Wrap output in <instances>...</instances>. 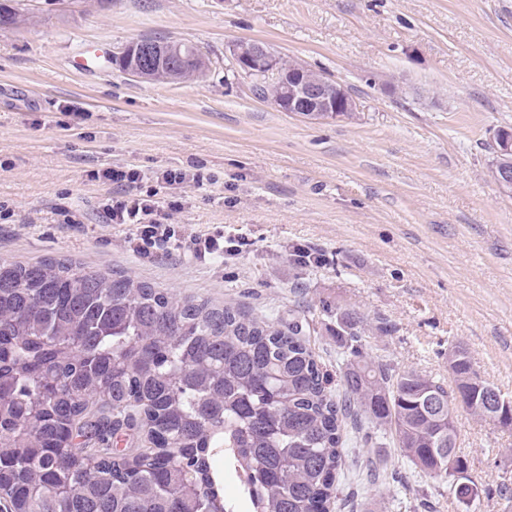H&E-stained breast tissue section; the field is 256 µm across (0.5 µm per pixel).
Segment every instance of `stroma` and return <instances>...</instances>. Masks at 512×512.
I'll use <instances>...</instances> for the list:
<instances>
[{
    "label": "stroma",
    "instance_id": "stroma-1",
    "mask_svg": "<svg viewBox=\"0 0 512 512\" xmlns=\"http://www.w3.org/2000/svg\"><path fill=\"white\" fill-rule=\"evenodd\" d=\"M33 22L0 29V261L65 258L114 270L177 298L253 316L303 311L306 336L336 368L341 301L390 331L375 359L448 380V347L512 399V196L490 175L497 130L512 129V0H18ZM181 40L211 61L205 78L142 81L115 59L145 37ZM267 43L337 81L354 118L279 111L234 76L226 47ZM107 46L96 65L84 49ZM81 110L64 119L61 111ZM130 163L202 167L215 184L186 194L184 236L223 232L220 262L173 248L144 258L99 206L111 185L89 174ZM80 211L65 223L57 207ZM329 265L302 271L295 245ZM457 446L483 490L478 512H512V431L457 407ZM374 465L393 483L368 489ZM335 512H468L417 475L393 445L357 448Z\"/></svg>",
    "mask_w": 512,
    "mask_h": 512
}]
</instances>
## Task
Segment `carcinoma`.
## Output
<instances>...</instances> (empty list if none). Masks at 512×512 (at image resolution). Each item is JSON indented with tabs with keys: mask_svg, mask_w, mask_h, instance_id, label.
<instances>
[{
	"mask_svg": "<svg viewBox=\"0 0 512 512\" xmlns=\"http://www.w3.org/2000/svg\"><path fill=\"white\" fill-rule=\"evenodd\" d=\"M30 17L0 6V26ZM154 80L194 79L210 59L180 43ZM339 388L294 317L178 300L120 272L66 260L0 262V491L10 512H240L224 493V459L247 512H332L343 461L368 442L365 419L439 484L467 470L454 412L512 430L468 352L448 346L450 383L365 352L389 332L340 302ZM146 433L130 454L112 439Z\"/></svg>",
	"mask_w": 512,
	"mask_h": 512,
	"instance_id": "1",
	"label": "carcinoma"
}]
</instances>
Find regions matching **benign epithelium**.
<instances>
[{"mask_svg": "<svg viewBox=\"0 0 512 512\" xmlns=\"http://www.w3.org/2000/svg\"><path fill=\"white\" fill-rule=\"evenodd\" d=\"M141 52L125 58L127 74L139 80L148 79L151 61L160 51L159 43L138 45ZM229 55L235 69L258 81L280 75V56L263 42L239 40L229 46ZM281 97L276 105L284 112H298L309 119L343 121L358 111L351 94L339 83L321 73L309 74L308 68L295 61L288 68V78L281 82ZM495 150L500 156H512V130L502 129L495 140ZM493 180L505 193H512V166L490 169Z\"/></svg>", "mask_w": 512, "mask_h": 512, "instance_id": "benign-epithelium-1", "label": "benign epithelium"}]
</instances>
